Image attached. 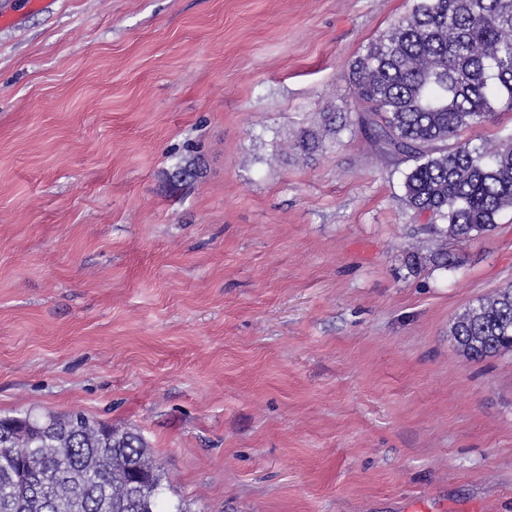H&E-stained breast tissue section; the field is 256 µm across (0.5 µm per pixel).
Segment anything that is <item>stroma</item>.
Listing matches in <instances>:
<instances>
[{
  "mask_svg": "<svg viewBox=\"0 0 512 512\" xmlns=\"http://www.w3.org/2000/svg\"><path fill=\"white\" fill-rule=\"evenodd\" d=\"M413 6L0 0V414L136 429L188 512H512V352L450 334L512 211L445 242L360 132L290 147Z\"/></svg>",
  "mask_w": 512,
  "mask_h": 512,
  "instance_id": "35a3bbf8",
  "label": "stroma"
}]
</instances>
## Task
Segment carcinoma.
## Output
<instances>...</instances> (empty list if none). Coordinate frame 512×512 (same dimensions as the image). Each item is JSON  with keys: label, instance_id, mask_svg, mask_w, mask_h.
<instances>
[{"label": "carcinoma", "instance_id": "obj_1", "mask_svg": "<svg viewBox=\"0 0 512 512\" xmlns=\"http://www.w3.org/2000/svg\"><path fill=\"white\" fill-rule=\"evenodd\" d=\"M512 111V0H416L353 67L348 109L379 154L408 163L405 205L447 239L492 234L512 211V134L460 141ZM469 357L512 351V284L452 323ZM165 474L132 429L82 413L0 416V512H187L164 501Z\"/></svg>", "mask_w": 512, "mask_h": 512}]
</instances>
